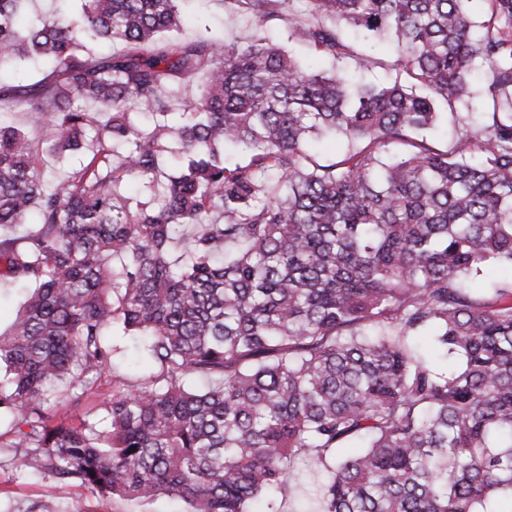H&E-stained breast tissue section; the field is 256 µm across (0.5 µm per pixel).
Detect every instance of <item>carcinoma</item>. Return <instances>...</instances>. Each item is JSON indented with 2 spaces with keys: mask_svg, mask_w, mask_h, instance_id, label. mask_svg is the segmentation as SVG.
I'll list each match as a JSON object with an SVG mask.
<instances>
[{
  "mask_svg": "<svg viewBox=\"0 0 512 512\" xmlns=\"http://www.w3.org/2000/svg\"><path fill=\"white\" fill-rule=\"evenodd\" d=\"M0 62L49 59L0 83V283L29 285L0 334V414L17 467L93 494L184 512H249L295 461L329 464L323 512H499L512 495V0H305L290 37L391 83L301 67L258 33L174 37L186 0H84L74 17H14ZM259 29L284 0H226ZM99 40L125 47L95 54ZM483 73V105L459 112ZM200 74L201 91L183 80ZM451 116L446 147L427 131ZM334 134L326 160L311 139ZM246 154L227 166L224 146ZM79 153L56 179L44 156ZM130 178L149 194L119 192ZM146 337L158 368L112 386L108 425H65L112 358L109 330ZM435 331L461 368L408 345ZM190 378L212 384L197 388ZM68 393L60 400L53 387ZM356 440L363 450L341 457ZM135 451H130V448ZM474 284L479 291H484L487 288L504 287L509 288L512 283V276L510 275V268L504 267H488L480 276L473 279Z\"/></svg>",
  "mask_w": 512,
  "mask_h": 512,
  "instance_id": "1",
  "label": "carcinoma"
}]
</instances>
